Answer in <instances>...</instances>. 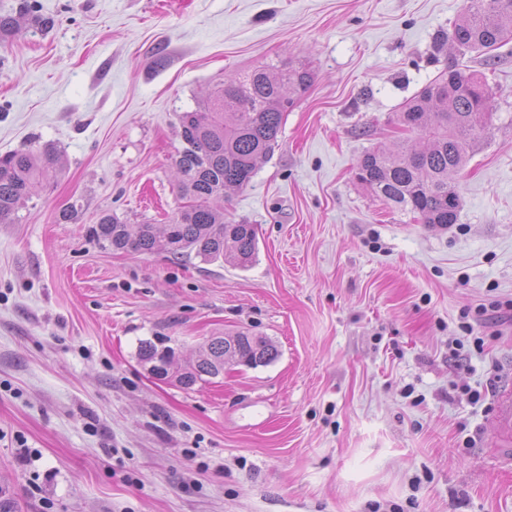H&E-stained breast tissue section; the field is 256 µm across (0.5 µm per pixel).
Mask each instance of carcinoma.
<instances>
[{"mask_svg":"<svg viewBox=\"0 0 512 512\" xmlns=\"http://www.w3.org/2000/svg\"><path fill=\"white\" fill-rule=\"evenodd\" d=\"M448 41L459 51L487 53L511 42L512 0H464ZM313 80L305 63L292 60L264 63L225 79L179 116V204L169 223L127 224L105 213L90 228L93 239L103 249L248 266L258 252L257 231L252 224L224 219V194L250 183L277 146L285 112ZM491 109L485 77L449 64L396 112L395 123L408 136L366 152L355 179L423 224L456 223L461 195L453 175L466 166L489 127ZM57 162L51 146L0 156V224L18 220L35 186L55 175ZM232 340L242 366H264L278 357L271 340L244 332L231 340L211 337L196 358L184 363L149 340L140 343L138 356L143 365L162 369L165 380L190 390L224 374V345Z\"/></svg>","mask_w":512,"mask_h":512,"instance_id":"carcinoma-1","label":"carcinoma"}]
</instances>
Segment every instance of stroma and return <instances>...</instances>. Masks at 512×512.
I'll return each mask as SVG.
<instances>
[{
  "label": "stroma",
  "mask_w": 512,
  "mask_h": 512,
  "mask_svg": "<svg viewBox=\"0 0 512 512\" xmlns=\"http://www.w3.org/2000/svg\"><path fill=\"white\" fill-rule=\"evenodd\" d=\"M463 0H36L51 29L0 37V155L59 173L0 224V503L10 512H512L488 443L512 377V42L437 49ZM302 59L312 86L272 157L229 192L253 263L102 249V213L177 206L178 115L225 77ZM493 117L458 176L456 224L420 223L355 179L449 60ZM76 206L79 217L60 215ZM497 313L460 328L464 313ZM273 363L186 391L141 341L192 358L216 333ZM459 349L461 363L450 359ZM480 400H473V393Z\"/></svg>",
  "instance_id": "obj_1"
}]
</instances>
